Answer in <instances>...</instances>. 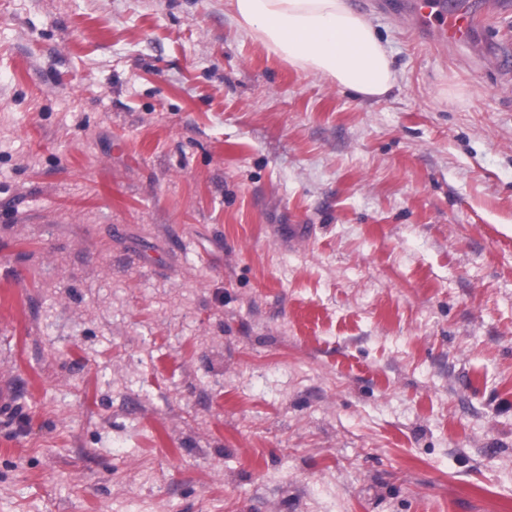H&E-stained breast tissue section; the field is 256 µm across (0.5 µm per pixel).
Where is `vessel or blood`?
I'll return each instance as SVG.
<instances>
[{
  "mask_svg": "<svg viewBox=\"0 0 512 512\" xmlns=\"http://www.w3.org/2000/svg\"><path fill=\"white\" fill-rule=\"evenodd\" d=\"M405 17L430 29L438 41L449 47L466 45L482 16L464 0L447 4L446 0H408Z\"/></svg>",
  "mask_w": 512,
  "mask_h": 512,
  "instance_id": "1",
  "label": "vessel or blood"
}]
</instances>
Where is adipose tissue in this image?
Segmentation results:
<instances>
[{"label": "adipose tissue", "instance_id": "1", "mask_svg": "<svg viewBox=\"0 0 512 512\" xmlns=\"http://www.w3.org/2000/svg\"><path fill=\"white\" fill-rule=\"evenodd\" d=\"M241 29L289 64L363 98L385 96L396 74L372 22L349 0H225Z\"/></svg>", "mask_w": 512, "mask_h": 512}]
</instances>
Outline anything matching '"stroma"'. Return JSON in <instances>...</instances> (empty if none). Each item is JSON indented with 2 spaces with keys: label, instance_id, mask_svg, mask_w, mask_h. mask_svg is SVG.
I'll return each mask as SVG.
<instances>
[{
  "label": "stroma",
  "instance_id": "stroma-1",
  "mask_svg": "<svg viewBox=\"0 0 512 512\" xmlns=\"http://www.w3.org/2000/svg\"><path fill=\"white\" fill-rule=\"evenodd\" d=\"M364 10V99L224 0H0V512H512V18ZM481 15L468 4L456 2L448 6L446 0H408L405 11L407 20L430 29L448 48L466 45L476 26L483 22Z\"/></svg>",
  "mask_w": 512,
  "mask_h": 512
}]
</instances>
